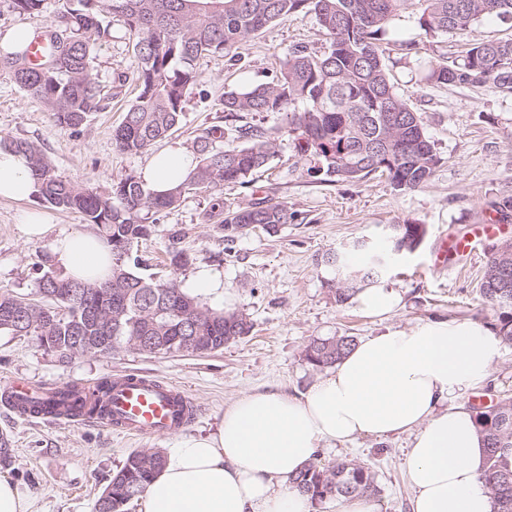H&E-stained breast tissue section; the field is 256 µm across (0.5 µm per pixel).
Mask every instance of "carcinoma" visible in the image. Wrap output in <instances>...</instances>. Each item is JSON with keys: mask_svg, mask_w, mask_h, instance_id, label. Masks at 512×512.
I'll use <instances>...</instances> for the list:
<instances>
[{"mask_svg": "<svg viewBox=\"0 0 512 512\" xmlns=\"http://www.w3.org/2000/svg\"><path fill=\"white\" fill-rule=\"evenodd\" d=\"M13 11L38 20L45 0H7ZM78 7L58 13L45 35L48 56L32 66L27 51L0 58L14 82L42 99L54 122L79 129L105 109L94 73L96 43L111 37L104 14L121 18L137 58L136 102L112 131L115 147L138 154L171 134L181 119L183 103L199 81L193 62L202 55L236 57L238 45L277 19L309 8L329 40L318 52L297 46L288 53L272 82L224 93L225 118L235 126L237 145H223L225 129L211 126L195 138L197 165L182 183L155 194L143 180L127 176L109 188L72 183L61 177L34 143L0 136V149L25 156L37 179V197L62 211H77L94 224L112 247V276L104 283L76 280L46 255L38 268V304L19 294L0 293V333L32 336L45 351L61 359L91 350L110 355L138 344L141 354H206L250 333L242 313L215 310L173 282L141 277L139 243L155 232L158 215L175 208L192 190L222 191L224 184L248 185L265 169L276 149V128L254 126L250 114L288 115V134L298 154L315 162L313 171L328 183L356 182L370 175L386 177L398 190L427 183L441 157L423 121L396 92L377 41L399 14L416 15L421 41L404 42V56L419 54L420 42L459 33L484 19L512 21V0H77ZM426 78L444 85L492 84L512 89V38L472 46L451 61L429 62ZM218 216L224 241L249 233L248 224L266 226V233L297 217L288 204L262 197L237 205L213 198L205 219ZM239 224L238 232L224 230ZM426 234L422 224L405 221L389 226L383 245L361 240L355 265L345 252L330 254L336 268V301L350 298L359 282L372 280L387 268L395 239L415 250ZM499 257L489 254L479 291L495 312L494 328L512 345V278L506 288L490 287ZM353 336L313 340L305 359L315 369L333 367L354 345ZM106 395L92 388L76 407L70 394H60L61 412L76 419L97 410ZM487 457L485 480L495 512H512V399L475 412ZM164 454L156 448L130 453L96 502V512H124L129 500L143 494L160 471ZM291 486L311 502L338 496L373 497L379 488L373 472L356 461L332 466L311 462L290 478Z\"/></svg>", "mask_w": 512, "mask_h": 512, "instance_id": "obj_1", "label": "carcinoma"}]
</instances>
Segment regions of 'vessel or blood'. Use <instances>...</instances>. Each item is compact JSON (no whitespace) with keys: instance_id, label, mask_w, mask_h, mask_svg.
Wrapping results in <instances>:
<instances>
[{"instance_id":"vessel-or-blood-1","label":"vessel or blood","mask_w":512,"mask_h":512,"mask_svg":"<svg viewBox=\"0 0 512 512\" xmlns=\"http://www.w3.org/2000/svg\"><path fill=\"white\" fill-rule=\"evenodd\" d=\"M496 231L493 223L472 225L465 236L449 240L446 250L463 260L472 258ZM102 406L101 424L131 437L150 438L183 430L191 420L193 402L175 384L131 373L113 378Z\"/></svg>"}]
</instances>
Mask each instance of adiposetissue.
<instances>
[{
    "label": "adipose tissue",
    "mask_w": 512,
    "mask_h": 512,
    "mask_svg": "<svg viewBox=\"0 0 512 512\" xmlns=\"http://www.w3.org/2000/svg\"><path fill=\"white\" fill-rule=\"evenodd\" d=\"M195 166L190 151L171 146L151 155L141 178L163 193ZM37 192L27 159L0 149V199L29 201ZM24 232L48 240L70 277L101 283L112 274V251L95 231L55 236L32 211ZM499 350V336L476 320L428 321L361 339L300 396L246 394L214 431L182 439L149 484L145 512H312L288 480L318 448L405 433L413 512H493L474 414L448 397L483 382Z\"/></svg>",
    "instance_id": "adipose-tissue-1"
}]
</instances>
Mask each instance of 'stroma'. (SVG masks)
Returning a JSON list of instances; mask_svg holds the SVG:
<instances>
[{
    "instance_id": "35a3bbf8",
    "label": "stroma",
    "mask_w": 512,
    "mask_h": 512,
    "mask_svg": "<svg viewBox=\"0 0 512 512\" xmlns=\"http://www.w3.org/2000/svg\"><path fill=\"white\" fill-rule=\"evenodd\" d=\"M104 22L112 36L96 46L94 69L108 107L78 130L57 126L43 100L0 70V136L34 142L62 177L97 187L139 175L149 158L145 152H119L112 141L113 128L138 95L137 58L123 22L110 14ZM505 37H512L507 25L482 20L466 31L430 40L423 55L451 59L467 45ZM419 38L415 15L404 13L387 28L381 47L399 95L421 116L441 158L427 185L400 191L378 177L358 183L323 182L298 156L284 130L283 115H252L250 124L279 127L276 153L251 184L225 185L224 201L233 205L268 196L287 202L296 218L276 234L252 232L229 244L215 223L206 221L212 194L199 189L162 213L154 235L140 244L143 275L187 289L200 269L218 273L224 296H208L204 302L246 314L253 324L248 336L204 355L118 350L107 356L77 354L61 360L33 337L0 334V384L19 377L47 387L90 385L111 375L138 372L179 385L197 408L181 434L136 440L94 423L24 419L0 402V434L7 435L12 448L5 470L28 494L33 512H94L98 497L130 452L168 451L181 438L213 431L224 410L244 394L277 389L300 395L318 376L305 359V349L314 339L343 334L360 339L432 320L491 321L493 312L479 294L486 255L463 267L450 258L436 262L435 256L444 241L492 218L494 203L512 196V93L491 84L452 86L423 80L422 64L398 49L399 43ZM327 44L315 13L306 9L243 41L238 64L219 55L199 57L195 69L200 82L163 146L191 148L201 129L225 125L220 107L225 92L271 82L295 46L321 50ZM31 208L44 213L59 230H84L89 223L81 213L37 199L28 204L0 199V290L36 301L40 295L33 268L50 247L44 240H26L22 233L23 216ZM406 220L424 225L426 234L414 252L396 255L382 276L400 293L399 308L379 319L354 300L337 302L327 254L362 238L381 240L388 225ZM173 248L190 256L188 266H165L166 252ZM508 397L512 346L504 344L488 380L452 402L472 409L477 402L489 407ZM410 440L407 434L381 440L363 437L319 449L315 459L324 465L345 459L365 463L380 488L372 499L376 512H412L413 489L406 473Z\"/></svg>"
}]
</instances>
